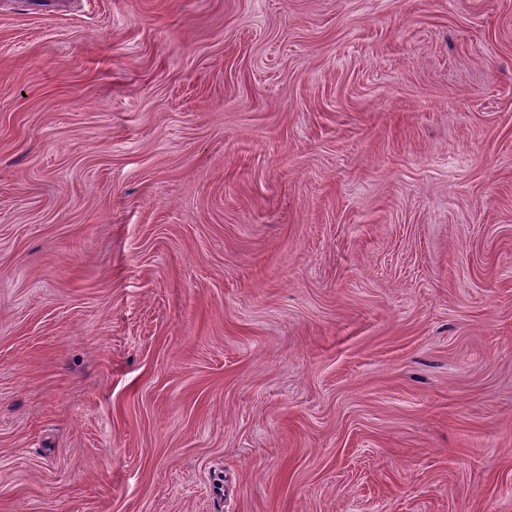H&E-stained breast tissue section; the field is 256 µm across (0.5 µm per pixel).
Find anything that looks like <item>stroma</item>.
Here are the masks:
<instances>
[{
    "label": "stroma",
    "mask_w": 512,
    "mask_h": 512,
    "mask_svg": "<svg viewBox=\"0 0 512 512\" xmlns=\"http://www.w3.org/2000/svg\"><path fill=\"white\" fill-rule=\"evenodd\" d=\"M0 512H512V0H0Z\"/></svg>",
    "instance_id": "stroma-1"
}]
</instances>
